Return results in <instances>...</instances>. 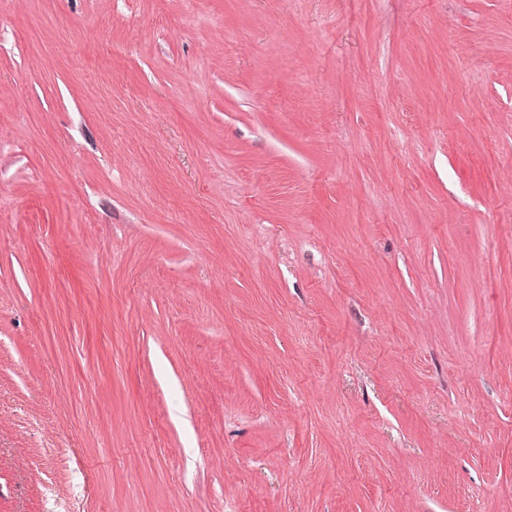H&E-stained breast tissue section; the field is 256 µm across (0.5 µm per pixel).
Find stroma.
<instances>
[{
  "instance_id": "35a3bbf8",
  "label": "stroma",
  "mask_w": 512,
  "mask_h": 512,
  "mask_svg": "<svg viewBox=\"0 0 512 512\" xmlns=\"http://www.w3.org/2000/svg\"><path fill=\"white\" fill-rule=\"evenodd\" d=\"M512 512V0H0V512Z\"/></svg>"
}]
</instances>
